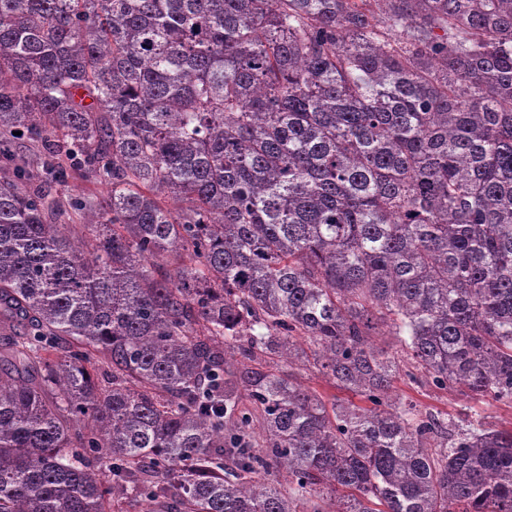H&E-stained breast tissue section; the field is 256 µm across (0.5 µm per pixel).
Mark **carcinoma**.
I'll return each instance as SVG.
<instances>
[{"label": "carcinoma", "instance_id": "1", "mask_svg": "<svg viewBox=\"0 0 512 512\" xmlns=\"http://www.w3.org/2000/svg\"><path fill=\"white\" fill-rule=\"evenodd\" d=\"M19 129L0 512H512V427L393 393L512 403V0H0ZM11 154H13L11 160H5L0 156V167L13 168L20 165L27 168L41 169L46 160L41 144L28 137L15 138ZM66 172L61 178H50L47 182V192L50 199L56 200L62 206V212L52 222L54 224L72 225L71 231L75 236L88 235L77 213L67 207L70 197L81 198L91 204L102 202L108 194V187L91 174L75 167L65 166ZM298 380L305 386L315 390L326 402L334 400H352L359 403L358 398L352 394L340 390L331 380H328L316 372L302 371L297 375Z\"/></svg>", "mask_w": 512, "mask_h": 512}]
</instances>
